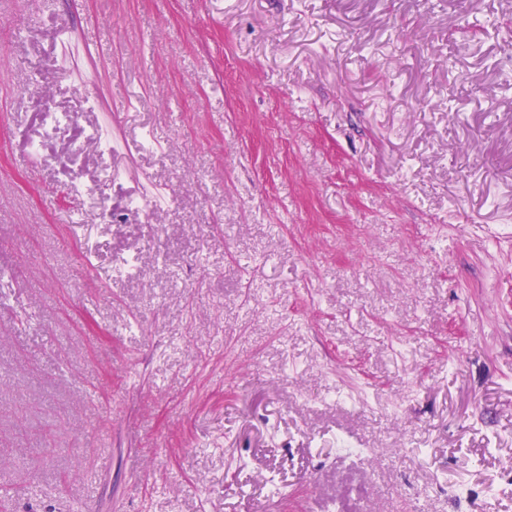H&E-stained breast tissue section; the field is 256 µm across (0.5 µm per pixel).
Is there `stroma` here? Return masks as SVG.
Listing matches in <instances>:
<instances>
[{"label":"stroma","mask_w":512,"mask_h":512,"mask_svg":"<svg viewBox=\"0 0 512 512\" xmlns=\"http://www.w3.org/2000/svg\"><path fill=\"white\" fill-rule=\"evenodd\" d=\"M507 80L512 0H0L8 512H512ZM75 122V115L67 111H59L46 107L41 113L42 133L40 141L31 144V151L38 155L41 151L42 143L54 140L60 133L69 129Z\"/></svg>","instance_id":"35a3bbf8"}]
</instances>
